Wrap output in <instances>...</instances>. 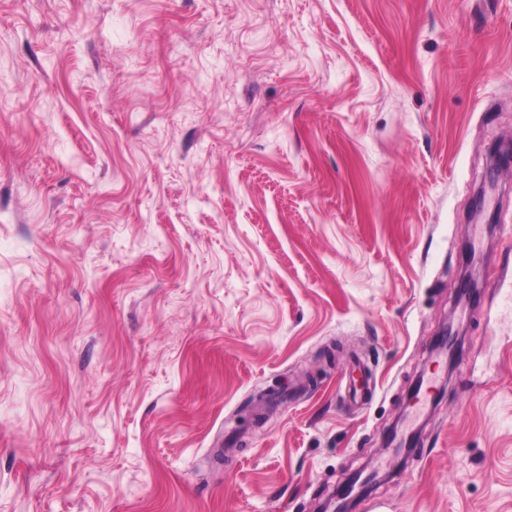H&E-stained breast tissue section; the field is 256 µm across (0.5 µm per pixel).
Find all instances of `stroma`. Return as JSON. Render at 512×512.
<instances>
[{
	"label": "stroma",
	"mask_w": 512,
	"mask_h": 512,
	"mask_svg": "<svg viewBox=\"0 0 512 512\" xmlns=\"http://www.w3.org/2000/svg\"><path fill=\"white\" fill-rule=\"evenodd\" d=\"M498 139L512 0H0V512H512ZM459 335V331L454 328L452 321L444 323L439 333V340L435 345V356L450 359ZM377 482L375 472L366 473L364 467L360 468L349 476L341 488L320 505L318 511L351 512L356 499L371 489Z\"/></svg>",
	"instance_id": "1"
}]
</instances>
